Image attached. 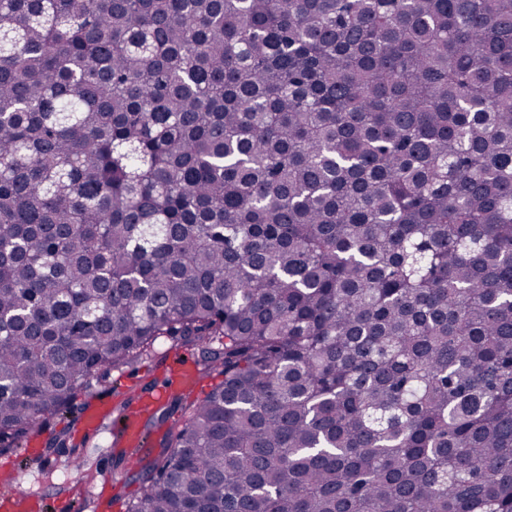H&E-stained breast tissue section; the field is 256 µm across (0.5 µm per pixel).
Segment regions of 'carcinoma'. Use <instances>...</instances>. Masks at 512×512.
I'll use <instances>...</instances> for the list:
<instances>
[{"label":"carcinoma","mask_w":512,"mask_h":512,"mask_svg":"<svg viewBox=\"0 0 512 512\" xmlns=\"http://www.w3.org/2000/svg\"><path fill=\"white\" fill-rule=\"evenodd\" d=\"M162 340L126 512H512V0H0V453Z\"/></svg>","instance_id":"cac0c4a2"}]
</instances>
